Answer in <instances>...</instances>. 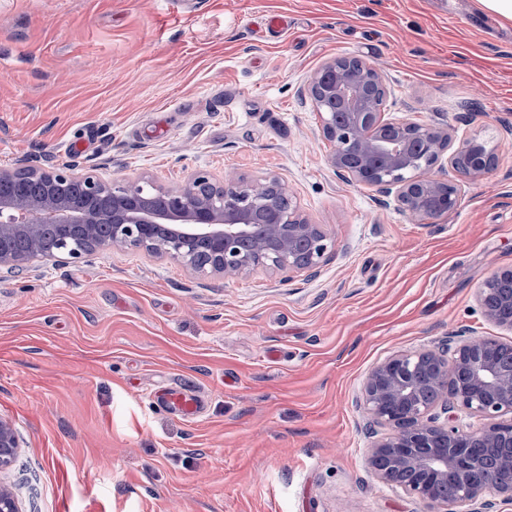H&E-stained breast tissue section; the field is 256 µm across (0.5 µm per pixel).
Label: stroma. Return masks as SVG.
I'll return each mask as SVG.
<instances>
[{
	"mask_svg": "<svg viewBox=\"0 0 512 512\" xmlns=\"http://www.w3.org/2000/svg\"><path fill=\"white\" fill-rule=\"evenodd\" d=\"M284 18V31L268 21ZM356 56L384 110L482 134L494 169L417 221L338 174L307 94ZM101 168L171 190L196 171L282 178L335 251L317 274L226 278L134 247L0 276V483L23 512H430L377 480L367 373L463 330L512 265V26L475 0H0V169ZM205 396L200 417L159 386ZM149 397L178 410L182 416L194 419L201 412V397L196 391L186 387H172L161 392H152ZM20 448L11 421L0 417V471L12 464Z\"/></svg>",
	"mask_w": 512,
	"mask_h": 512,
	"instance_id": "obj_1",
	"label": "stroma"
}]
</instances>
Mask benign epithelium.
Returning <instances> with one entry per match:
<instances>
[{
    "label": "benign epithelium",
    "mask_w": 512,
    "mask_h": 512,
    "mask_svg": "<svg viewBox=\"0 0 512 512\" xmlns=\"http://www.w3.org/2000/svg\"><path fill=\"white\" fill-rule=\"evenodd\" d=\"M309 97L322 117L324 137L334 143L331 163L355 181L395 193L398 209L418 220L455 209L458 192L417 172L441 162L448 130L412 119L385 117L386 87L378 72L358 57L334 58L310 77ZM451 166L470 179L494 168V153L478 135L449 156ZM76 166L32 167L24 162L0 169V184L26 180L44 185L36 196L0 194V268L19 270L44 254L43 235L54 232L56 253L77 262L113 247L134 246L197 272L226 277L258 268L303 270L311 274L330 258L333 242L323 227L291 209L277 177L248 183L240 177L217 182L204 171L188 183L163 191L147 179L108 181ZM79 180L86 198L73 201L62 188ZM112 197L111 235L101 236L95 203ZM26 242L24 254L15 251ZM478 307L488 322L512 331V266L489 276L478 288ZM512 344L490 337L394 353L372 368L362 383L359 406L373 431L368 465L385 484L433 507L445 506L438 489L459 487L469 512H498L512 503V365L503 363ZM477 415L489 423L463 426ZM20 448L11 421L0 417V470ZM0 512H22L14 493L0 485Z\"/></svg>",
    "instance_id": "obj_1"
}]
</instances>
